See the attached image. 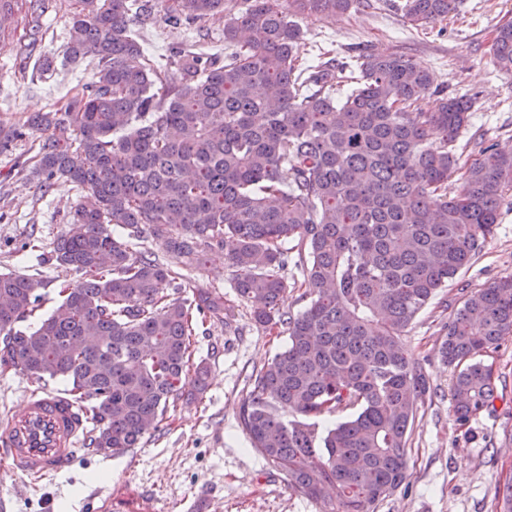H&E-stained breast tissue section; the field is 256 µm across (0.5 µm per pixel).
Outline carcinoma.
I'll return each instance as SVG.
<instances>
[{"mask_svg":"<svg viewBox=\"0 0 512 512\" xmlns=\"http://www.w3.org/2000/svg\"><path fill=\"white\" fill-rule=\"evenodd\" d=\"M151 0H77L66 61L97 59L89 82L63 107L0 129V152L40 134L30 175L43 194L56 179L81 200L56 239L57 265L84 274L65 284L31 332L15 327L45 300L41 274H0V370L60 378L92 424L103 455L135 448L182 398H202L208 368L192 364L190 337L224 322V296L142 246L148 234L185 266L214 251L256 323L288 328V345L251 376L240 421L253 448L288 489L330 512H375L408 477V430L429 392L402 343L417 314L469 266L512 192V152L484 133L459 140L475 95L448 96L403 54L327 50L299 64L302 33L288 13L343 14L361 0H171L166 20L224 23V57L194 42L158 70L141 62L129 13ZM459 0H405V17L431 24ZM33 26L49 0H0ZM493 53L512 73V22ZM435 96L429 111L419 101ZM288 170V180L281 177ZM299 257L310 303L281 310L288 266ZM440 355L458 368L453 414L464 424L495 394L478 357L512 336V275L462 300L445 325ZM99 337L96 350L85 340ZM347 419L324 434L319 419Z\"/></svg>","mask_w":512,"mask_h":512,"instance_id":"1","label":"carcinoma"}]
</instances>
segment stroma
<instances>
[{"instance_id": "stroma-1", "label": "stroma", "mask_w": 512, "mask_h": 512, "mask_svg": "<svg viewBox=\"0 0 512 512\" xmlns=\"http://www.w3.org/2000/svg\"><path fill=\"white\" fill-rule=\"evenodd\" d=\"M39 26L15 12L0 37V126L24 123L34 112L60 107L91 79L97 61L87 56L66 62L70 14L75 0H53ZM404 0H375L372 8L343 15L297 16L303 58L322 50L337 55L362 50L402 53L429 69L449 95L476 92L474 126L486 129L499 148H512V74L493 57L497 27L512 21V0H460L445 20L424 26L403 15ZM146 21L132 29L146 56L163 65L169 51L198 40L204 52L224 53V29L165 22V0H153ZM51 56L54 69L35 77L38 58ZM39 135L30 133L0 152V272L51 277L48 301L18 322L30 330L58 302L61 282H77L79 273L59 271L49 257L66 218L79 200L74 184L57 180L40 196L26 174L35 162ZM512 274V199L501 221L470 266L441 289L405 330L403 343L423 367L431 391L420 404L408 440L405 484L378 503L375 512H502L498 489L512 480V337L483 361L491 365L495 399L467 424L452 411L453 367L439 347L444 325L461 297ZM193 284L223 293L231 313L229 326L204 324L195 338V358L210 368L202 403L178 401L139 447L116 456L83 451L76 464L37 485L0 474V512H92L91 496L112 495V512H191L194 500L208 499L210 512H324L323 505L289 490L282 475L250 445L240 408L252 374L288 343V330H266L255 323L250 302L237 296L233 272L222 253L188 272ZM65 390L59 379L43 382L19 371L0 375V417L17 405L26 389Z\"/></svg>"}]
</instances>
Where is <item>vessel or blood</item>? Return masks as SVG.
I'll return each mask as SVG.
<instances>
[{
    "label": "vessel or blood",
    "instance_id": "vessel-or-blood-1",
    "mask_svg": "<svg viewBox=\"0 0 512 512\" xmlns=\"http://www.w3.org/2000/svg\"><path fill=\"white\" fill-rule=\"evenodd\" d=\"M85 429L68 397L44 389L26 391L0 424V465L41 481L75 462Z\"/></svg>",
    "mask_w": 512,
    "mask_h": 512
}]
</instances>
